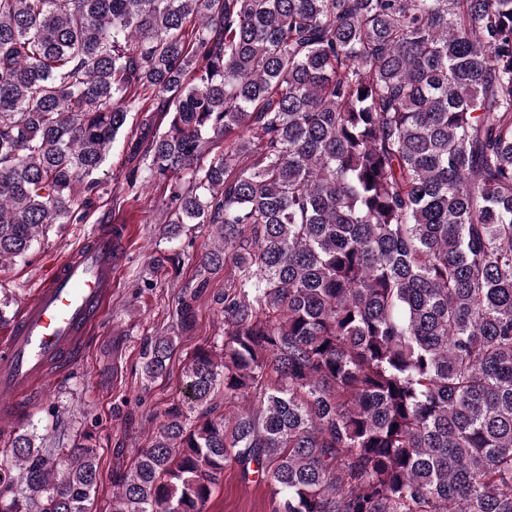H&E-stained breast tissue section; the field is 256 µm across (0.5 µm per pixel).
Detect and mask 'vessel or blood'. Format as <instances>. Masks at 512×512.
I'll list each match as a JSON object with an SVG mask.
<instances>
[{
    "label": "vessel or blood",
    "mask_w": 512,
    "mask_h": 512,
    "mask_svg": "<svg viewBox=\"0 0 512 512\" xmlns=\"http://www.w3.org/2000/svg\"><path fill=\"white\" fill-rule=\"evenodd\" d=\"M125 236L120 225H98L24 304L0 349V419L16 420L22 403L81 358L112 300Z\"/></svg>",
    "instance_id": "b4317fda"
}]
</instances>
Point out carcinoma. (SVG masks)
Masks as SVG:
<instances>
[{
    "label": "carcinoma",
    "mask_w": 512,
    "mask_h": 512,
    "mask_svg": "<svg viewBox=\"0 0 512 512\" xmlns=\"http://www.w3.org/2000/svg\"><path fill=\"white\" fill-rule=\"evenodd\" d=\"M148 100L126 185L211 225L224 332L112 512H205L229 466L276 512H512V0H0V262L85 219ZM99 485L88 443L0 445V512Z\"/></svg>",
    "instance_id": "cac0c4a2"
}]
</instances>
